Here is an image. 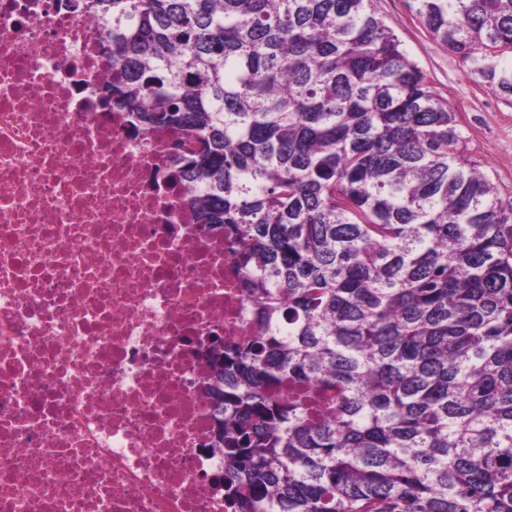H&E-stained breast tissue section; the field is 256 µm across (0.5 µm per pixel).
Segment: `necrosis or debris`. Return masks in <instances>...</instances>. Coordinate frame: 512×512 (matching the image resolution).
<instances>
[{
    "mask_svg": "<svg viewBox=\"0 0 512 512\" xmlns=\"http://www.w3.org/2000/svg\"><path fill=\"white\" fill-rule=\"evenodd\" d=\"M98 23L0 0V512H238L208 449L242 273L173 176L180 131L103 106Z\"/></svg>",
    "mask_w": 512,
    "mask_h": 512,
    "instance_id": "1",
    "label": "necrosis or debris"
}]
</instances>
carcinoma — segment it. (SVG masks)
<instances>
[{"mask_svg":"<svg viewBox=\"0 0 512 512\" xmlns=\"http://www.w3.org/2000/svg\"><path fill=\"white\" fill-rule=\"evenodd\" d=\"M68 2L243 272L256 335L207 358L240 512H512V209L372 0ZM415 10L512 95V0Z\"/></svg>","mask_w":512,"mask_h":512,"instance_id":"obj_1","label":"carcinoma"}]
</instances>
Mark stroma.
Returning <instances> with one entry per match:
<instances>
[{
  "label": "stroma",
  "instance_id": "1",
  "mask_svg": "<svg viewBox=\"0 0 512 512\" xmlns=\"http://www.w3.org/2000/svg\"><path fill=\"white\" fill-rule=\"evenodd\" d=\"M412 0H373V8L398 35L429 85L448 99L467 140V155L512 202V96L471 73L458 55L434 39L420 22Z\"/></svg>",
  "mask_w": 512,
  "mask_h": 512
}]
</instances>
